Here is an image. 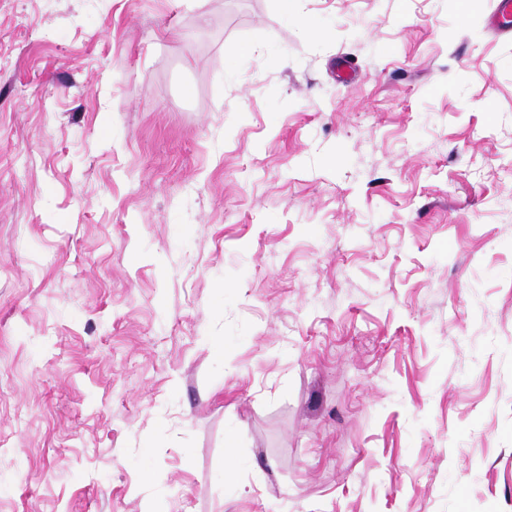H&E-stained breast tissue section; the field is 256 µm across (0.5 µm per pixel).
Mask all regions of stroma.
<instances>
[{"instance_id": "35a3bbf8", "label": "stroma", "mask_w": 512, "mask_h": 512, "mask_svg": "<svg viewBox=\"0 0 512 512\" xmlns=\"http://www.w3.org/2000/svg\"><path fill=\"white\" fill-rule=\"evenodd\" d=\"M494 5L0 0V512H512Z\"/></svg>"}]
</instances>
